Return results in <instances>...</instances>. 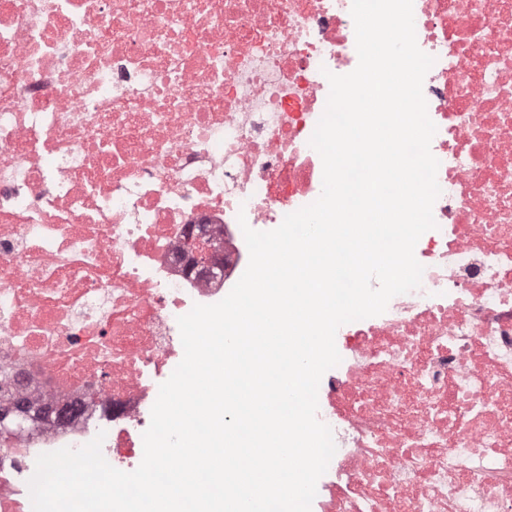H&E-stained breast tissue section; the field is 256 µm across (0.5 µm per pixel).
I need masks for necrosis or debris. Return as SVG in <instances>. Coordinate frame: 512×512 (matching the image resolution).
Wrapping results in <instances>:
<instances>
[{"instance_id":"4bbe7bcc","label":"necrosis or debris","mask_w":512,"mask_h":512,"mask_svg":"<svg viewBox=\"0 0 512 512\" xmlns=\"http://www.w3.org/2000/svg\"><path fill=\"white\" fill-rule=\"evenodd\" d=\"M352 0H0V512L40 454L105 432L134 471L177 319L247 268L243 227L322 191L327 73ZM436 126L419 288L342 325L318 393V512H512V0H413ZM203 232L219 258L193 261Z\"/></svg>"}]
</instances>
